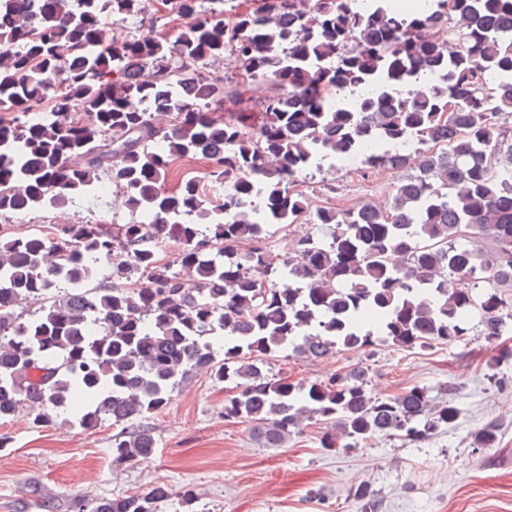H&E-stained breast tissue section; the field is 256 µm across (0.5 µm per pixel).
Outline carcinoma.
Returning <instances> with one entry per match:
<instances>
[{
    "instance_id": "carcinoma-1",
    "label": "carcinoma",
    "mask_w": 512,
    "mask_h": 512,
    "mask_svg": "<svg viewBox=\"0 0 512 512\" xmlns=\"http://www.w3.org/2000/svg\"><path fill=\"white\" fill-rule=\"evenodd\" d=\"M147 4L0 0V216L115 191L133 217L0 234V419L109 422L112 459L133 462L157 438L132 422L204 371L236 382L224 418L267 448L313 419L327 451L456 427L453 399L421 385L376 397L361 365L309 382L263 365L512 334V0H163L176 33L107 35V17ZM224 62L240 80L210 71ZM254 82L269 89L258 112ZM357 156L408 170L387 205L313 209L294 189L319 159ZM197 159L224 178L222 205L198 176L167 186ZM271 224L310 230L275 255ZM153 239L177 256L157 258ZM104 265L112 284L87 287ZM30 301L44 306L25 318ZM470 436L500 443L492 423ZM173 495L193 512L195 489L165 484L75 509L158 512Z\"/></svg>"
}]
</instances>
